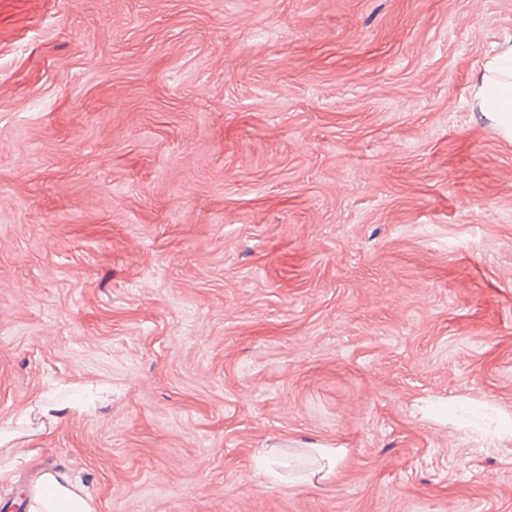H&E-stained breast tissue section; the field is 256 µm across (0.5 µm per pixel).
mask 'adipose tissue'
<instances>
[{"label":"adipose tissue","instance_id":"adipose-tissue-1","mask_svg":"<svg viewBox=\"0 0 512 512\" xmlns=\"http://www.w3.org/2000/svg\"><path fill=\"white\" fill-rule=\"evenodd\" d=\"M476 86L480 107L500 131L512 136V75L498 74L497 64H489ZM25 512H97L94 497L58 472L42 473L29 487Z\"/></svg>","mask_w":512,"mask_h":512}]
</instances>
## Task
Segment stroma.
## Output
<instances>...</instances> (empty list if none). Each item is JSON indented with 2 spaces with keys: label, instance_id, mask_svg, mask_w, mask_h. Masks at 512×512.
<instances>
[{
  "label": "stroma",
  "instance_id": "35a3bbf8",
  "mask_svg": "<svg viewBox=\"0 0 512 512\" xmlns=\"http://www.w3.org/2000/svg\"><path fill=\"white\" fill-rule=\"evenodd\" d=\"M509 43L512 0H0V512L38 468L97 512H512ZM495 63L487 65L476 86L482 112L489 114L500 131L512 136V75L494 74L498 70ZM487 72H494L488 75Z\"/></svg>",
  "mask_w": 512,
  "mask_h": 512
}]
</instances>
